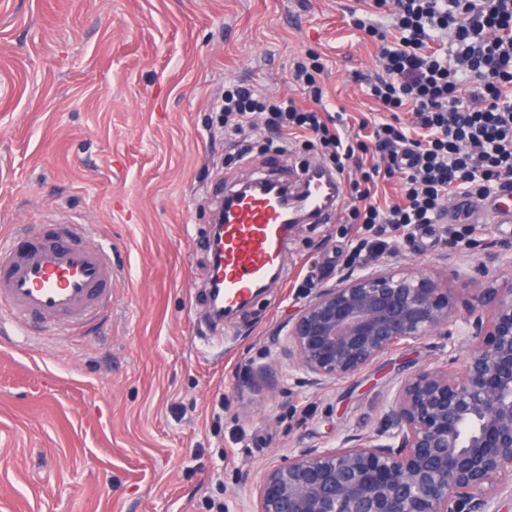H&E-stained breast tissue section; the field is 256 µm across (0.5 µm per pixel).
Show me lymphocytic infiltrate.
I'll list each match as a JSON object with an SVG mask.
<instances>
[{"label":"lymphocytic infiltrate","instance_id":"lymphocytic-infiltrate-1","mask_svg":"<svg viewBox=\"0 0 512 512\" xmlns=\"http://www.w3.org/2000/svg\"><path fill=\"white\" fill-rule=\"evenodd\" d=\"M352 25L380 43L381 71L365 80L381 106L378 123L349 135L325 118L316 55L295 63L300 98L274 99L233 84L219 109L224 134L246 142L264 112L281 140L315 138L350 182L346 221L410 230L437 224L462 195L512 192V0H365ZM409 111L410 125L399 114ZM401 178L402 200L381 204L379 183Z\"/></svg>","mask_w":512,"mask_h":512}]
</instances>
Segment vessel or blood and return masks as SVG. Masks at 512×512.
<instances>
[{"instance_id": "obj_1", "label": "vessel or blood", "mask_w": 512, "mask_h": 512, "mask_svg": "<svg viewBox=\"0 0 512 512\" xmlns=\"http://www.w3.org/2000/svg\"><path fill=\"white\" fill-rule=\"evenodd\" d=\"M254 189L234 194L224 208L220 282L224 301L238 307L270 285L280 267L288 227L301 214L327 224L341 214L345 177L317 163L302 176L292 205L282 206L279 186L263 175L250 176ZM476 224H512V203L501 195L481 201L458 199ZM88 224H70L57 233L26 225L0 237V316L21 334L33 325L75 333L103 308L112 283L110 246L93 242Z\"/></svg>"}]
</instances>
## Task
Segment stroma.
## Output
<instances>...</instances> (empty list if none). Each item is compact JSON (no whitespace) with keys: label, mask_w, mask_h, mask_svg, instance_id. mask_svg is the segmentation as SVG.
Segmentation results:
<instances>
[{"label":"stroma","mask_w":512,"mask_h":512,"mask_svg":"<svg viewBox=\"0 0 512 512\" xmlns=\"http://www.w3.org/2000/svg\"><path fill=\"white\" fill-rule=\"evenodd\" d=\"M356 0H0V234L64 217L112 244V294L82 333L0 335V512H251L239 481L306 448L383 425L412 372L448 361L447 337L394 350L363 371L297 384L287 322L360 239L390 262L448 278L498 272L457 251L445 227L412 241L357 225L302 224L279 279L215 323L211 218L246 175L283 182L321 160L273 134L242 154L218 103L230 81L297 95L289 71L318 54L325 104L349 131L378 107L355 74L379 50L349 24Z\"/></svg>","instance_id":"35a3bbf8"}]
</instances>
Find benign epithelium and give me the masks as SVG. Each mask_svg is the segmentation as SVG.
I'll return each instance as SVG.
<instances>
[{
    "instance_id": "obj_1",
    "label": "benign epithelium",
    "mask_w": 512,
    "mask_h": 512,
    "mask_svg": "<svg viewBox=\"0 0 512 512\" xmlns=\"http://www.w3.org/2000/svg\"><path fill=\"white\" fill-rule=\"evenodd\" d=\"M462 311L448 279L375 258L288 320V356L313 386L388 351L454 336L451 364L407 376L381 429L266 468L255 512H499L512 496V274L476 264Z\"/></svg>"
}]
</instances>
